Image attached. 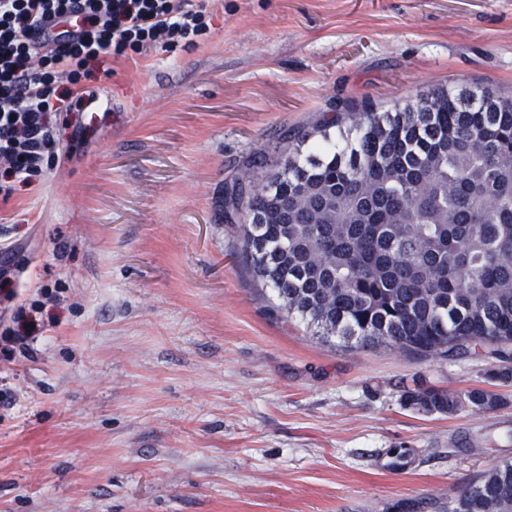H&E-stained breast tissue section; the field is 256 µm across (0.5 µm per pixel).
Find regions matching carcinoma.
Returning <instances> with one entry per match:
<instances>
[{"instance_id":"cac0c4a2","label":"carcinoma","mask_w":512,"mask_h":512,"mask_svg":"<svg viewBox=\"0 0 512 512\" xmlns=\"http://www.w3.org/2000/svg\"><path fill=\"white\" fill-rule=\"evenodd\" d=\"M306 157L288 151L254 194L246 180L226 207L252 216L239 254L277 293V309L352 347L385 346L413 357L481 348L500 365L489 382H512V95L443 87L398 112L349 105ZM427 414L494 411L496 393L436 388L406 393ZM405 469L409 448L389 449ZM443 512H512V462L504 461Z\"/></svg>"}]
</instances>
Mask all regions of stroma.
<instances>
[{"mask_svg":"<svg viewBox=\"0 0 512 512\" xmlns=\"http://www.w3.org/2000/svg\"><path fill=\"white\" fill-rule=\"evenodd\" d=\"M86 85L96 105L0 200V330L36 338L0 360V512H436L512 460V386L490 412L404 402L484 386L493 358L322 341L222 210L337 105L512 92V0H216L197 45L101 59ZM44 288L66 301L34 310Z\"/></svg>","mask_w":512,"mask_h":512,"instance_id":"stroma-1","label":"stroma"}]
</instances>
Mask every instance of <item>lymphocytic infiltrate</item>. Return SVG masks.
<instances>
[{
	"instance_id": "obj_1",
	"label": "lymphocytic infiltrate",
	"mask_w": 512,
	"mask_h": 512,
	"mask_svg": "<svg viewBox=\"0 0 512 512\" xmlns=\"http://www.w3.org/2000/svg\"><path fill=\"white\" fill-rule=\"evenodd\" d=\"M212 14L211 0H0V198L42 175L91 63L194 45Z\"/></svg>"
}]
</instances>
